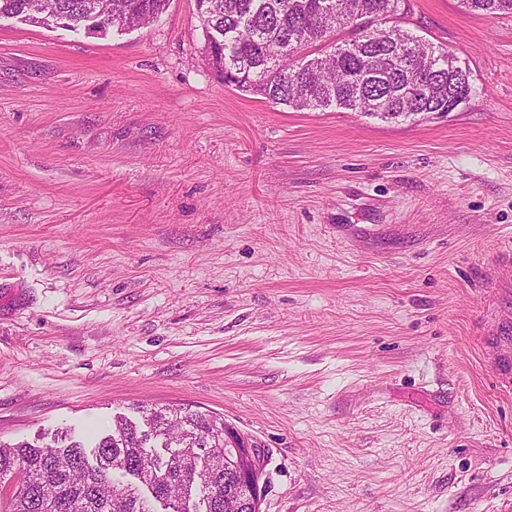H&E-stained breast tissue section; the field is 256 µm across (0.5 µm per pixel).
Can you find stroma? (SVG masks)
Returning a JSON list of instances; mask_svg holds the SVG:
<instances>
[{
	"label": "stroma",
	"instance_id": "obj_1",
	"mask_svg": "<svg viewBox=\"0 0 512 512\" xmlns=\"http://www.w3.org/2000/svg\"><path fill=\"white\" fill-rule=\"evenodd\" d=\"M448 116L225 86L196 0L98 36L0 18V442L132 405L270 450L262 512H512L481 336L512 242V16L410 0Z\"/></svg>",
	"mask_w": 512,
	"mask_h": 512
}]
</instances>
